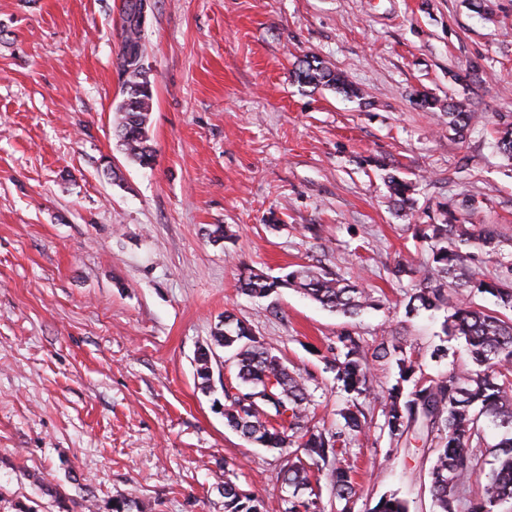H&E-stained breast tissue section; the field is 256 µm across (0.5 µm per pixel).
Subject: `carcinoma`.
Here are the masks:
<instances>
[{"instance_id":"obj_1","label":"carcinoma","mask_w":512,"mask_h":512,"mask_svg":"<svg viewBox=\"0 0 512 512\" xmlns=\"http://www.w3.org/2000/svg\"><path fill=\"white\" fill-rule=\"evenodd\" d=\"M144 11L145 0H125L118 63L124 77V99L114 124L126 158L145 167L153 163L155 150L149 136L154 91L142 63L143 29L137 20ZM297 78L314 88L326 86L361 95L342 73L317 59L305 61ZM448 117L460 135L474 121L473 113L451 102ZM387 186L398 211L414 210L416 183L390 173ZM436 215V222L418 225L417 238L427 246L422 268L405 260L397 264L394 275L420 274L408 294L406 315L445 311L443 333L465 342L474 365L467 372L452 369L427 379L417 375L419 364L396 337L382 339L368 353L355 337L341 334L336 346L328 348L324 361L347 394L339 410L343 425L326 431L308 426L314 405L311 378L289 367L245 321L224 313V328L214 333L213 345L198 349L196 374L202 389L210 388L211 365L216 360L213 346L227 350L236 369L239 384L232 391L224 389L226 426L246 441L286 456L277 475V481L288 488L284 512H320L322 487L315 474L326 468L336 512H353L356 489L344 454L351 440L367 435L373 425L359 399L373 395L368 373L375 362L391 363L398 369L396 383L380 397V433L395 446L414 440L433 449L430 490L436 512H460L464 484L477 473L484 478L485 494L471 504L469 512H499L502 502L512 500V316H508L512 313V237L496 224L458 223L446 202L437 203ZM483 256L496 263L490 276L473 268ZM279 288H296L322 307L348 317L373 304L358 285L312 265H300L283 276L251 269L240 280V290L252 297L265 298ZM451 288L463 300L449 303ZM476 293L494 297L497 309L473 305L468 298ZM486 420L498 430L497 442L492 445L483 434ZM487 454L492 455L493 463L486 471L482 458ZM222 494L224 512H263V501L229 478L224 480ZM372 512H408V506L390 495L381 498Z\"/></svg>"}]
</instances>
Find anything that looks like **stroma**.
Masks as SVG:
<instances>
[{"label":"stroma","instance_id":"35a3bbf8","mask_svg":"<svg viewBox=\"0 0 512 512\" xmlns=\"http://www.w3.org/2000/svg\"><path fill=\"white\" fill-rule=\"evenodd\" d=\"M125 0H0V512H224L225 479L283 512V464L224 424L231 363L202 390L195 353L225 313L309 373L313 426L344 401L319 353L346 332L402 338L425 373L441 318L405 314L401 256L437 202L512 236V0H148L142 50L154 84L152 166L126 159L113 125ZM311 57L361 89L295 78ZM425 91L477 120L465 137ZM116 178H109L105 165ZM417 180L398 216L380 165ZM481 204L469 214L465 202ZM227 225L234 238L210 241ZM316 265L379 307L348 318L292 289L243 294L245 269ZM374 429L349 448L354 512L394 494L434 512L431 448L377 429L392 365L371 369Z\"/></svg>","mask_w":512,"mask_h":512}]
</instances>
